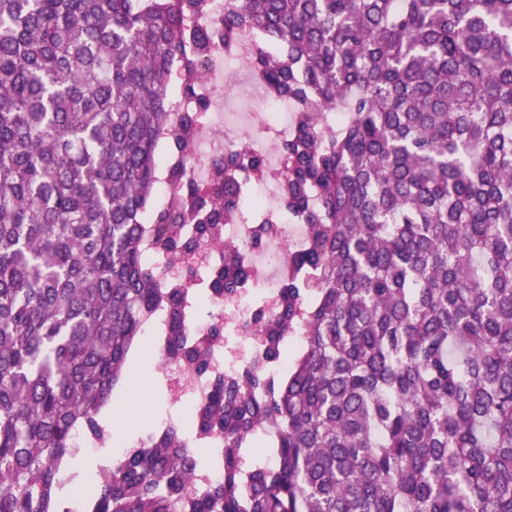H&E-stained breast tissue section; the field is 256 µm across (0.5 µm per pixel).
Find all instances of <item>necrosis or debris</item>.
<instances>
[{"label":"necrosis or debris","mask_w":512,"mask_h":512,"mask_svg":"<svg viewBox=\"0 0 512 512\" xmlns=\"http://www.w3.org/2000/svg\"><path fill=\"white\" fill-rule=\"evenodd\" d=\"M255 51L256 41L251 36L240 40L231 53L225 52L222 45H214L205 57L203 74L197 83V97L214 101L217 89L224 82L225 72L232 67L248 68ZM249 78L253 88L259 92L261 109L257 112H229L221 104H217L213 111L200 112L196 109L195 99L182 96L173 98L175 112H189L193 115L188 137L189 149L195 159L188 173L192 183L206 185L211 177L210 159L223 154L224 150L239 146L260 157L270 169L280 166L279 143L293 130L287 117L292 104L288 100L272 97L259 74L251 72ZM279 195L280 184L276 179L245 183L241 190L240 212L235 219L225 224L223 231L225 240L236 243L247 253L262 296L266 299L273 298L279 290L288 264L289 250L300 249L305 240L303 225L293 224L287 211L279 208ZM268 218L282 225H293V238L276 237L267 240L262 246H253V226ZM204 283V278L195 280L196 290L188 295L183 305L189 329L197 336L206 333L209 322L224 317L221 301L202 296ZM164 373L176 381V393L183 401V408L162 419L161 425L165 428L180 427L184 424L187 409L206 390L207 381L176 363L167 364Z\"/></svg>","instance_id":"1"}]
</instances>
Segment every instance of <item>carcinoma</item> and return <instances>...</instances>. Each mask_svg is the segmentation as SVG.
I'll list each match as a JSON object with an SVG mask.
<instances>
[{
  "mask_svg": "<svg viewBox=\"0 0 512 512\" xmlns=\"http://www.w3.org/2000/svg\"><path fill=\"white\" fill-rule=\"evenodd\" d=\"M0 0V512H67L72 432L102 414L167 309L158 365L207 375L224 323L188 335L195 280L219 250L226 300L254 272L222 240L242 149L193 159L171 86L196 95L206 51L258 33L251 67L296 106L280 204L304 224L278 295L245 314L247 362L210 378L191 429L224 440L200 486L178 429L99 471L89 512H512V0ZM338 112L334 126L319 115ZM182 153L173 205L148 213L161 138ZM268 220L252 244L278 236ZM271 429L274 462L245 468Z\"/></svg>",
  "mask_w": 512,
  "mask_h": 512,
  "instance_id": "obj_1",
  "label": "carcinoma"
}]
</instances>
